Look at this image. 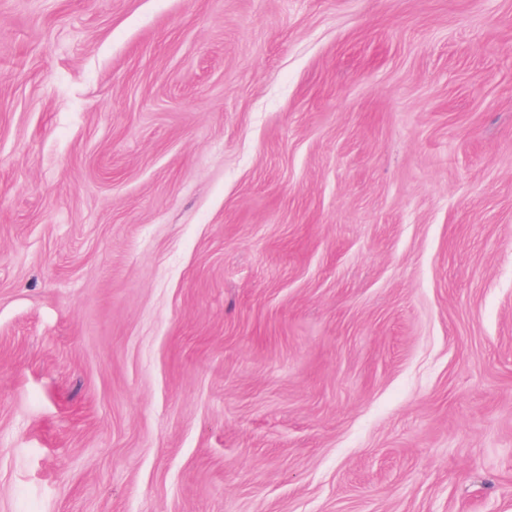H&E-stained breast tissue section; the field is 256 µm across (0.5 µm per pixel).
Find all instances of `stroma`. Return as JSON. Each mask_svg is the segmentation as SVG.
I'll return each instance as SVG.
<instances>
[{"instance_id":"stroma-1","label":"stroma","mask_w":512,"mask_h":512,"mask_svg":"<svg viewBox=\"0 0 512 512\" xmlns=\"http://www.w3.org/2000/svg\"><path fill=\"white\" fill-rule=\"evenodd\" d=\"M0 512H512V0H0Z\"/></svg>"}]
</instances>
